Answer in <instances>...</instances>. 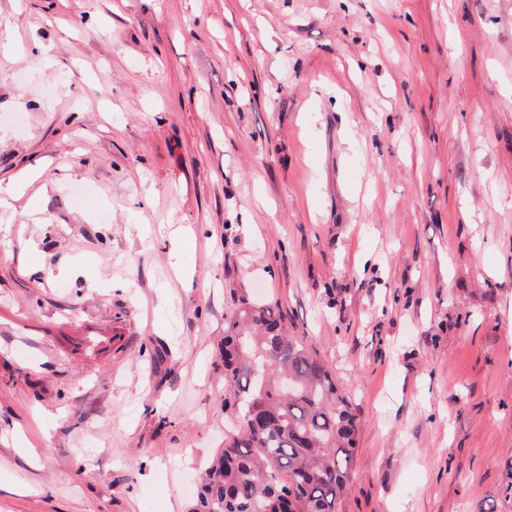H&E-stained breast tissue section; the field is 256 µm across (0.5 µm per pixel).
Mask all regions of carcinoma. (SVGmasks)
Masks as SVG:
<instances>
[{
    "mask_svg": "<svg viewBox=\"0 0 512 512\" xmlns=\"http://www.w3.org/2000/svg\"><path fill=\"white\" fill-rule=\"evenodd\" d=\"M224 409L234 429L191 512H343L357 417L335 373L272 304L224 324ZM512 512V462L499 508Z\"/></svg>",
    "mask_w": 512,
    "mask_h": 512,
    "instance_id": "carcinoma-1",
    "label": "carcinoma"
}]
</instances>
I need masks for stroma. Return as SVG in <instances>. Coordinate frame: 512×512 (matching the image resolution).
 <instances>
[{"label": "stroma", "instance_id": "35a3bbf8", "mask_svg": "<svg viewBox=\"0 0 512 512\" xmlns=\"http://www.w3.org/2000/svg\"><path fill=\"white\" fill-rule=\"evenodd\" d=\"M1 197L0 512H189L244 295L352 400L344 512L496 503L512 0H0Z\"/></svg>", "mask_w": 512, "mask_h": 512}]
</instances>
